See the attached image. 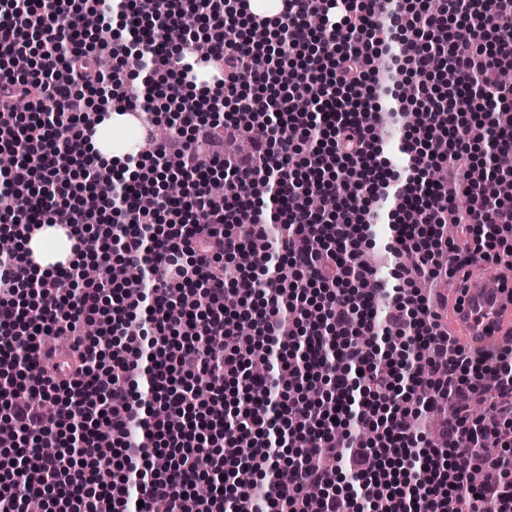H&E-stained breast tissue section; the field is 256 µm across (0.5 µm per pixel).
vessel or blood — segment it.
<instances>
[{"mask_svg": "<svg viewBox=\"0 0 512 512\" xmlns=\"http://www.w3.org/2000/svg\"><path fill=\"white\" fill-rule=\"evenodd\" d=\"M458 285L451 311L457 344L493 349L504 340L505 327L512 324V282L492 287L470 275L459 277Z\"/></svg>", "mask_w": 512, "mask_h": 512, "instance_id": "1", "label": "vessel or blood"}]
</instances>
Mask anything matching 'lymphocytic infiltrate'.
Listing matches in <instances>:
<instances>
[{"mask_svg":"<svg viewBox=\"0 0 512 512\" xmlns=\"http://www.w3.org/2000/svg\"><path fill=\"white\" fill-rule=\"evenodd\" d=\"M151 3L0 0V107L9 118L0 147L20 154L28 177L0 192V217L22 242L44 224L70 227L79 243L86 225L99 226L86 263L48 275L36 276L26 251L0 254V423L17 437L0 450V512H25L31 496L49 512H148L159 500L169 512H349L334 490L342 474L355 480L360 512H465L474 499L485 512H512V367L503 364L512 347L465 355L416 287L443 269L502 261L495 248L512 235V184L492 205L460 168L463 144L482 141L487 99L499 107L497 148H512V86L498 79L512 62V0H442L436 9L426 0H281L271 17L247 13L243 0H193L188 10L168 0L161 14ZM314 13L321 27L309 25ZM88 14L105 30L120 17L151 50L86 47ZM457 16L470 21L472 41L448 35ZM238 18L248 38L231 45L224 27ZM190 21L207 42L204 61L221 73L198 97L183 92L202 61L194 41L173 55L160 37ZM29 51L34 74H14L11 59ZM266 53L288 68L253 69ZM146 71L170 80L176 138L155 142L149 167L131 179L129 164L86 150L94 105L74 112L70 103L103 74L113 109H138L151 92L133 78ZM398 73L413 78L401 103L416 128L402 152L427 174L413 188L393 184L372 132ZM308 95L314 111H296ZM23 97L21 114L13 104ZM216 99L230 105L224 121H194ZM260 125L266 134L253 137ZM228 137L250 138L249 151L225 154ZM434 138L447 140V154L430 152ZM63 166L77 167L95 210L59 207L51 178ZM381 197L399 217L384 311L356 237ZM448 223L470 234L486 227L485 239L462 251L445 238ZM258 248L268 268L253 277ZM87 263L103 276L82 280ZM122 267L141 268L147 288L127 292ZM230 293L240 300L233 309ZM93 320L100 335L85 333ZM257 348L271 359L259 376L249 372ZM490 380L498 402L475 416ZM448 401L455 411L430 444L410 420ZM490 441L497 454H483ZM49 442L56 452H44ZM244 466L274 485H239ZM477 468L495 480L473 488ZM203 479L205 498L195 492Z\"/></svg>","mask_w":512,"mask_h":512,"instance_id":"1","label":"lymphocytic infiltrate"}]
</instances>
